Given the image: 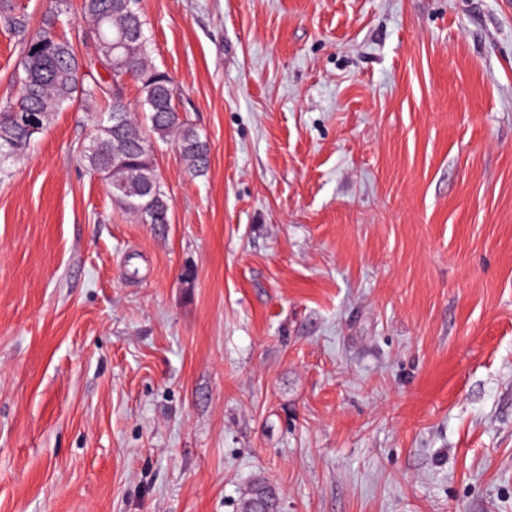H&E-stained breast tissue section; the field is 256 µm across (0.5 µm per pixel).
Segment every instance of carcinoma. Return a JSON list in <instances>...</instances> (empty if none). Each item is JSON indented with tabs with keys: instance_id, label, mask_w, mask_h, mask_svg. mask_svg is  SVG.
I'll use <instances>...</instances> for the list:
<instances>
[{
	"instance_id": "1",
	"label": "carcinoma",
	"mask_w": 512,
	"mask_h": 512,
	"mask_svg": "<svg viewBox=\"0 0 512 512\" xmlns=\"http://www.w3.org/2000/svg\"><path fill=\"white\" fill-rule=\"evenodd\" d=\"M139 0H81L90 20L85 37L94 46L90 62L59 32L68 0H56L41 24L26 37L17 102L0 111V175L34 144L56 113L74 104L94 108L95 134L82 150L92 173L107 187L120 186L112 203L142 224L169 223L170 202L163 190L153 142L176 138V148L190 172L208 164L209 146L175 105L171 78L152 62V47ZM135 80L145 119L137 121L125 100L127 79ZM263 499L270 512L279 497L268 483L253 482L240 499L239 512H251Z\"/></svg>"
}]
</instances>
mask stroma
I'll use <instances>...</instances> for the list:
<instances>
[{
	"label": "stroma",
	"instance_id": "stroma-1",
	"mask_svg": "<svg viewBox=\"0 0 512 512\" xmlns=\"http://www.w3.org/2000/svg\"><path fill=\"white\" fill-rule=\"evenodd\" d=\"M140 7L209 165L138 223L75 105L0 177V512H512V0ZM259 499H264L267 502L271 512H277L279 509V497L275 489L265 481L257 480L249 486L240 499L239 512L251 511L255 501Z\"/></svg>",
	"mask_w": 512,
	"mask_h": 512
}]
</instances>
